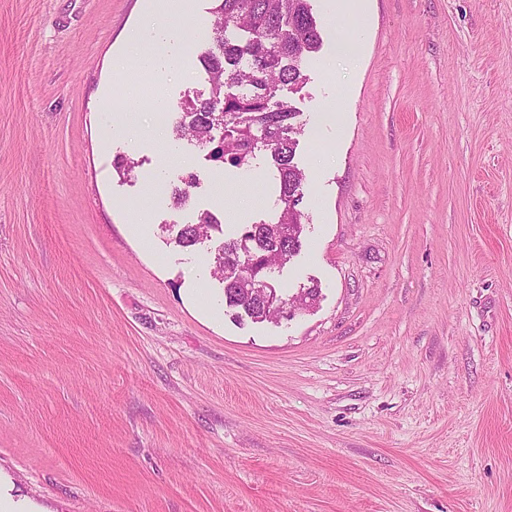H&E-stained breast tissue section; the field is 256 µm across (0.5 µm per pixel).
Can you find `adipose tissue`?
Wrapping results in <instances>:
<instances>
[{"label": "adipose tissue", "instance_id": "ef3b65f1", "mask_svg": "<svg viewBox=\"0 0 512 512\" xmlns=\"http://www.w3.org/2000/svg\"><path fill=\"white\" fill-rule=\"evenodd\" d=\"M161 10L153 11L125 50L112 59L113 71L122 73L123 111H105L104 126L131 129L136 113L161 114L165 109L167 85L182 81L187 73L180 62L181 37Z\"/></svg>", "mask_w": 512, "mask_h": 512}]
</instances>
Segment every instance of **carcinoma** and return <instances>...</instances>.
<instances>
[{
	"instance_id": "cac0c4a2",
	"label": "carcinoma",
	"mask_w": 512,
	"mask_h": 512,
	"mask_svg": "<svg viewBox=\"0 0 512 512\" xmlns=\"http://www.w3.org/2000/svg\"><path fill=\"white\" fill-rule=\"evenodd\" d=\"M215 20L204 35L199 62L208 77V95H185L176 106L175 137L207 150L204 160L217 166L250 167L264 153L279 181L275 219L246 224L236 239L215 249L212 268L224 283V303L235 318L274 322L264 302L250 298L249 287L281 295L275 285L276 264L285 267L302 249L306 215L301 209L306 180L296 161L303 129L300 112L281 92L296 94L306 84L305 64L319 51L322 36L311 0H212ZM200 177L189 172L174 189L179 205ZM221 222L203 211L178 230L183 248L210 241Z\"/></svg>"
}]
</instances>
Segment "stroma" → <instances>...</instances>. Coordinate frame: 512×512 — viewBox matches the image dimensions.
Instances as JSON below:
<instances>
[{
  "label": "stroma",
  "mask_w": 512,
  "mask_h": 512,
  "mask_svg": "<svg viewBox=\"0 0 512 512\" xmlns=\"http://www.w3.org/2000/svg\"><path fill=\"white\" fill-rule=\"evenodd\" d=\"M312 0L290 101L313 307L235 322L171 223L275 218L250 171L105 130L153 0H0V474L42 512H512V0ZM211 0L170 16L187 79ZM355 44L335 58L339 41ZM337 121H328V111ZM128 155L137 167L114 169ZM201 180L184 205L172 191ZM145 217L147 237L129 231Z\"/></svg>",
  "instance_id": "1"
}]
</instances>
